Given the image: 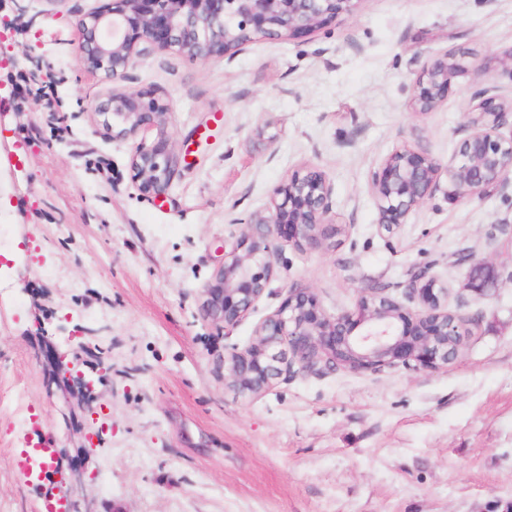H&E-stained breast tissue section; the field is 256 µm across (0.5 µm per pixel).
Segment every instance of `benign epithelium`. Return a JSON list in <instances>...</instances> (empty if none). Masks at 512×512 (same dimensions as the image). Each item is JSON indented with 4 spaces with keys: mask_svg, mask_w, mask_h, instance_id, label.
<instances>
[{
    "mask_svg": "<svg viewBox=\"0 0 512 512\" xmlns=\"http://www.w3.org/2000/svg\"><path fill=\"white\" fill-rule=\"evenodd\" d=\"M359 0H118V5L92 11L76 22V37L85 69L112 81V91L96 107L114 139L135 138L154 129L152 143L140 142L130 167L142 195L166 200L186 156L169 147V108L153 93L120 87L128 71L139 65L144 45L173 49L193 59L233 58L258 38L291 39L313 33ZM464 70L446 53L425 64L412 87V107L431 112L447 97L453 77ZM512 115V97L488 87L474 93L468 112L471 133L459 142L448 167L403 147L387 155L370 176L377 225L387 233L406 223L428 199L441 172L448 173L455 194L479 196L512 175V134L500 133ZM333 187L320 170L297 172L273 191L270 204L250 214L246 230L224 242L222 263L204 288V317L226 328L255 309L274 275L278 238L288 234L293 245L320 249L336 244L344 231L336 223ZM497 277L487 261L472 264L466 286L480 294ZM448 288L426 270L410 273L398 299L384 288L362 291L355 309L327 314L311 289L288 288L283 303L260 320L243 348L224 354V386L240 396L257 395L272 381L298 367L320 373L338 367L380 371L403 365L433 370L456 360L458 345L448 338L463 328L462 318H448L443 299ZM414 302L412 310L405 302Z\"/></svg>",
    "mask_w": 512,
    "mask_h": 512,
    "instance_id": "7a95c632",
    "label": "benign epithelium"
}]
</instances>
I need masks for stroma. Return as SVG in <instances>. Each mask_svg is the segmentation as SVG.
Listing matches in <instances>:
<instances>
[{
  "mask_svg": "<svg viewBox=\"0 0 512 512\" xmlns=\"http://www.w3.org/2000/svg\"><path fill=\"white\" fill-rule=\"evenodd\" d=\"M112 0H0V512H40L11 466L17 403L39 414L72 512H490L512 501V182L457 198L447 176L394 234L377 228L369 177L407 146L447 163L469 100L512 96V0H359L313 35L260 39L233 60L151 49L126 87L169 108L170 145L190 152L169 199L143 196L133 141L95 114L112 85L85 70L83 14ZM466 68L431 112L409 105L437 55ZM67 130H54L57 120ZM111 171L96 168L97 157ZM312 166L346 232L335 246L278 242L252 313L224 328L202 289L249 215ZM492 262L484 294L470 260ZM448 283L472 335L436 370L398 365L285 374L263 394L224 387V354L293 285L330 314L362 290L401 296L412 268ZM105 367L93 400L60 358ZM82 466L71 485V466Z\"/></svg>",
  "mask_w": 512,
  "mask_h": 512,
  "instance_id": "35a3bbf8",
  "label": "stroma"
}]
</instances>
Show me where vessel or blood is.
Here are the masks:
<instances>
[{
    "label": "vessel or blood",
    "mask_w": 512,
    "mask_h": 512,
    "mask_svg": "<svg viewBox=\"0 0 512 512\" xmlns=\"http://www.w3.org/2000/svg\"><path fill=\"white\" fill-rule=\"evenodd\" d=\"M38 415H30L29 422L19 433L18 452L14 453L12 465L17 475L26 484L35 487L41 497L42 512H68V505L56 493L48 479V461L55 456V450L40 428Z\"/></svg>",
    "instance_id": "vessel-or-blood-1"
}]
</instances>
